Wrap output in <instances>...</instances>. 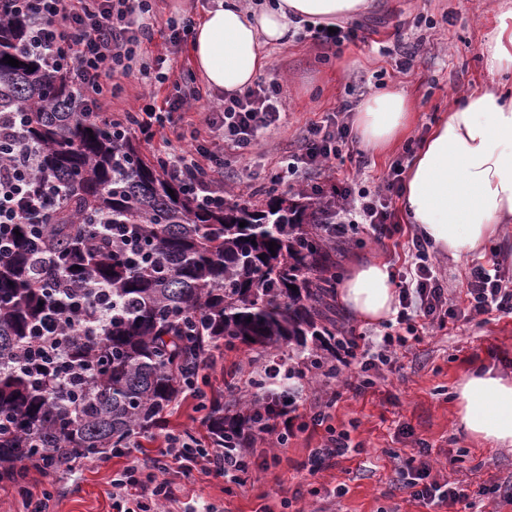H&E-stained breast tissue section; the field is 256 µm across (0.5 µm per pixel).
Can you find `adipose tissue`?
<instances>
[{
	"instance_id": "ef3b65f1",
	"label": "adipose tissue",
	"mask_w": 512,
	"mask_h": 512,
	"mask_svg": "<svg viewBox=\"0 0 512 512\" xmlns=\"http://www.w3.org/2000/svg\"><path fill=\"white\" fill-rule=\"evenodd\" d=\"M374 0H263L246 9L239 0L206 12L196 26L191 55L206 83L240 93L267 70L266 47L287 43L302 25H333L370 10ZM486 66L497 81L477 88L442 113L410 162L401 195L406 223L434 251L460 260L484 253L512 224V8L499 13L487 42ZM361 145L386 152L411 131L404 91L365 98L354 115ZM346 312L378 324L397 312L392 263L355 257L337 290ZM456 420L468 438L512 447V373L475 364L456 383Z\"/></svg>"
}]
</instances>
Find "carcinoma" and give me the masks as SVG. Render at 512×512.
<instances>
[{"instance_id": "1", "label": "carcinoma", "mask_w": 512, "mask_h": 512, "mask_svg": "<svg viewBox=\"0 0 512 512\" xmlns=\"http://www.w3.org/2000/svg\"><path fill=\"white\" fill-rule=\"evenodd\" d=\"M27 26L0 13V117L22 127L17 143L0 140V164L36 146L34 182H51L54 197L42 212L49 252L35 253L30 225L17 224V248L0 260V460L94 456L130 443L159 427L187 386L207 385L197 367L203 353L241 343L286 345L299 356L310 339L336 348V249L312 230L315 207L300 195L201 207L131 135L114 136L93 113L75 111V89L29 51ZM127 227L136 262L108 243L109 230ZM57 280L88 308L98 292L112 299L80 341L84 314L63 322L62 337L73 341L63 369L22 353L38 343L46 311L62 304ZM197 411L211 442L232 435L223 402Z\"/></svg>"}]
</instances>
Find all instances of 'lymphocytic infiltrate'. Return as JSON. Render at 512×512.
<instances>
[{
  "label": "lymphocytic infiltrate",
  "instance_id": "1",
  "mask_svg": "<svg viewBox=\"0 0 512 512\" xmlns=\"http://www.w3.org/2000/svg\"><path fill=\"white\" fill-rule=\"evenodd\" d=\"M5 8L27 18L28 48L49 53L52 68L67 76L85 110L108 92V82L115 74L131 72L137 50L143 41L151 39L156 22L150 0H0V10ZM189 100V95L180 94L169 98L164 108L151 105L139 113L107 117L106 122L122 132L135 125L147 133L153 125L164 124L174 111L188 106ZM283 109L279 84L263 79L242 93L225 95L221 116L205 119L207 128L220 130V137L196 140L187 152L165 154V172L183 181L199 203L223 204L224 193L219 185L224 179L226 154L246 155L259 133L279 122ZM349 135L348 125L334 114L310 125L301 153L273 175V182H293L300 172L332 169L334 160L341 158ZM33 158V151L28 150L0 167V258L9 256L16 247L14 226L22 213L40 215L51 191L50 186L29 182L27 170ZM403 173V166L395 165L372 193L353 191L343 179L327 188L316 183L306 189L307 198L318 206L323 238L336 241L362 224L378 238L398 232V225L392 221V200L403 188ZM412 245L416 264L409 280L399 285L396 314L403 333H385L377 343L366 342L353 333L341 337L338 343L342 355L334 363L314 358L300 364L281 356L267 361L257 382L262 387H277L278 398L271 405L254 399L248 412L239 418L233 446L199 448L183 435L168 432L149 474L144 473L140 459L134 458L132 448L109 449V456L127 460L112 478L114 512H160L162 506L175 503L167 478L173 465L186 477L199 471L223 478L226 484L244 486L253 470L256 442L284 448L298 431L323 434L319 447L310 452L309 475L319 473L331 460L352 453L348 433L329 426L324 411H300V392L292 382L302 379L308 371L330 380L338 377L342 369L354 367L358 373L347 387L353 394H364L374 386V372L392 364L397 350L409 349L411 342L420 341L416 318L442 322L454 317L456 298L435 274L427 243L416 237ZM466 297L474 314H512V288L504 286L500 276L482 263H474L470 269ZM418 454V459H407L397 470V481L410 497L426 505L468 500L462 484L442 483L434 478L428 448H420Z\"/></svg>",
  "mask_w": 512,
  "mask_h": 512
}]
</instances>
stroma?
<instances>
[{
    "label": "stroma",
    "instance_id": "stroma-1",
    "mask_svg": "<svg viewBox=\"0 0 512 512\" xmlns=\"http://www.w3.org/2000/svg\"><path fill=\"white\" fill-rule=\"evenodd\" d=\"M506 0H376L373 11L359 17L366 39L341 51L319 44L298 31L285 46L266 47L270 69L265 78L278 82L286 114L278 127L260 134L250 154L228 157L224 167V196L241 203L260 204L271 174L299 151L307 128L322 121L342 104L359 105L369 95L387 89L404 90L415 110L410 137L387 155L377 156L351 142L337 168L355 189L372 190L387 178L395 161L410 163L423 138L442 112L469 90L490 83L484 49L494 18ZM219 0H151L157 23L151 39L138 53L150 66L148 74L115 76L112 99L101 112H135L149 101L194 88L202 97L187 112H175L171 122L157 129L152 139L136 136L139 151L148 157L165 147L186 150L195 129L223 92L206 85L191 57L190 41L173 42L166 21L188 16L200 21ZM412 51L411 66L397 69L401 52ZM400 234L376 241L371 232L337 240L336 273L345 275L355 256H381L395 270L412 260L411 238L416 230L396 216ZM421 342L397 353L376 387L354 398L343 379L332 386L340 393L329 413L336 429L350 433L359 451L338 458L309 477L303 468L315 443L296 433L287 447L278 449V462L253 471L245 486L226 489L223 479L193 473L168 475L177 498V512H193L208 503L216 512H286L283 500H297L305 512H512V501L485 492L490 483L512 485V447L497 448L464 436L455 417L454 385L476 363L489 362L512 369V316H458L442 328H424ZM260 368L256 355L239 347L214 352L208 369L206 395L224 398V415L233 418L241 409L228 395L229 381L244 383ZM193 399H181L166 417L164 429L141 437L136 456H157L165 432L191 431L200 439L208 432ZM427 445L441 475L467 485L471 504L426 506L409 497L396 481L397 459H408L419 445ZM455 466H448V458ZM125 464L121 458L61 468L49 478L32 477L35 495L50 493L52 512H113L112 476ZM344 495H336V487Z\"/></svg>",
    "mask_w": 512,
    "mask_h": 512
}]
</instances>
